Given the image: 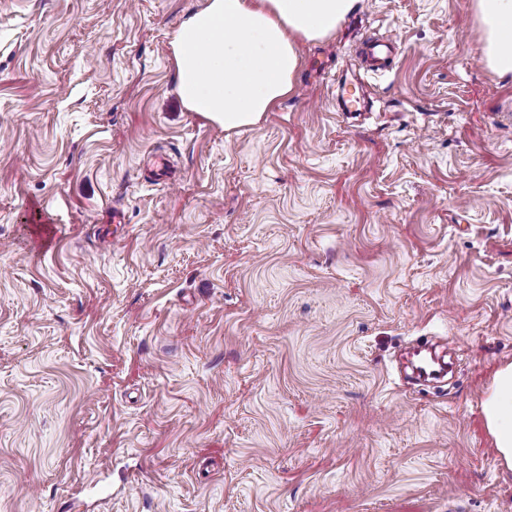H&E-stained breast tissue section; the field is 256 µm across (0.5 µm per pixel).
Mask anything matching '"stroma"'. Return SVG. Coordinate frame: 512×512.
Here are the masks:
<instances>
[{"instance_id":"obj_1","label":"stroma","mask_w":512,"mask_h":512,"mask_svg":"<svg viewBox=\"0 0 512 512\" xmlns=\"http://www.w3.org/2000/svg\"><path fill=\"white\" fill-rule=\"evenodd\" d=\"M204 3L0 0V512H512V77L472 0H359L233 132L177 96ZM430 336L439 397L397 362ZM481 411L500 461L512 469V363L497 370Z\"/></svg>"}]
</instances>
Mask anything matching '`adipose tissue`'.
I'll return each mask as SVG.
<instances>
[{"label":"adipose tissue","instance_id":"1","mask_svg":"<svg viewBox=\"0 0 512 512\" xmlns=\"http://www.w3.org/2000/svg\"><path fill=\"white\" fill-rule=\"evenodd\" d=\"M359 0H206L174 32L183 106L233 131L256 124L294 88L299 41L332 34ZM483 61L512 75V0H474ZM481 411L502 464L512 469V363L501 366Z\"/></svg>","mask_w":512,"mask_h":512}]
</instances>
